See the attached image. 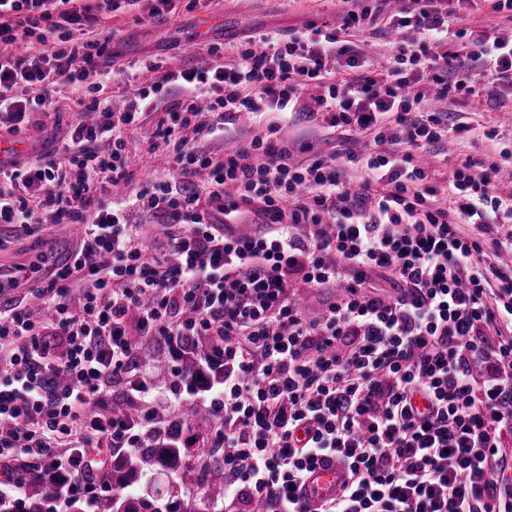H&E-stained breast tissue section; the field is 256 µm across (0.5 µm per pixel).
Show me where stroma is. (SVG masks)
I'll return each mask as SVG.
<instances>
[{"mask_svg":"<svg viewBox=\"0 0 512 512\" xmlns=\"http://www.w3.org/2000/svg\"><path fill=\"white\" fill-rule=\"evenodd\" d=\"M341 0H172L170 12L152 17L138 7L114 12L109 23L112 68H128L131 61L163 59L168 68L178 70L204 56L207 47H218L226 60H233L249 38L275 33L285 37L306 34L309 24H335L342 10ZM410 29L395 32L379 25L377 32L350 30L346 40L360 46L378 62H385L394 51L395 41H411ZM448 122L458 128L456 142L436 149L432 167L437 181L471 160L493 158L512 165V87L502 88L497 102L459 94L449 98ZM164 112L145 113L129 139L132 161L128 188L140 187L146 179L169 176L174 172L170 152L150 150ZM85 113L70 107L63 112H39L23 132V158L61 152L70 125L85 120ZM278 124L294 160L321 157L333 160L346 138L340 128H330L303 113L242 112L227 125L223 136L200 137L195 147L222 160L237 144L265 137L270 124ZM0 271L11 273L30 268L47 245H54L58 261H65L75 242L73 236L55 239L53 229L24 232L0 224Z\"/></svg>","mask_w":512,"mask_h":512,"instance_id":"35a3bbf8","label":"stroma"}]
</instances>
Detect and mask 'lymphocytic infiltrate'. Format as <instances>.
<instances>
[{
  "mask_svg": "<svg viewBox=\"0 0 512 512\" xmlns=\"http://www.w3.org/2000/svg\"><path fill=\"white\" fill-rule=\"evenodd\" d=\"M139 2L0 0V128L19 136L61 93L95 92L61 156L0 164V224L27 229L43 211L78 228L37 305L0 287V499L26 512V479L8 467L22 455L66 487L45 512H70L110 492L106 457L175 447L216 449L224 512H512V273L488 279L485 257L512 247L492 221H512L507 169L467 164L442 184L416 162L450 139L428 95L475 93L467 61L491 63L486 97L512 86V29L472 39L448 0H410L396 24L420 37L380 69L339 32L375 28L383 0H346L340 30L315 40L266 35L229 63L212 47L176 72L149 63L117 108L104 23ZM452 34L467 60L445 52ZM159 109L178 175L118 203L98 194L99 180L126 181L124 133ZM239 112H300L375 149L294 163L273 124L223 161L196 151ZM390 138L400 149L384 150ZM227 203L229 223L209 222ZM134 208L162 218L161 237L131 223ZM241 216L253 234L233 232ZM330 288L309 316L305 293ZM145 341L166 363L143 361ZM116 394L126 408L108 412ZM192 405L207 421L187 418ZM330 460L346 484L310 499V472Z\"/></svg>",
  "mask_w": 512,
  "mask_h": 512,
  "instance_id": "1",
  "label": "lymphocytic infiltrate"
}]
</instances>
